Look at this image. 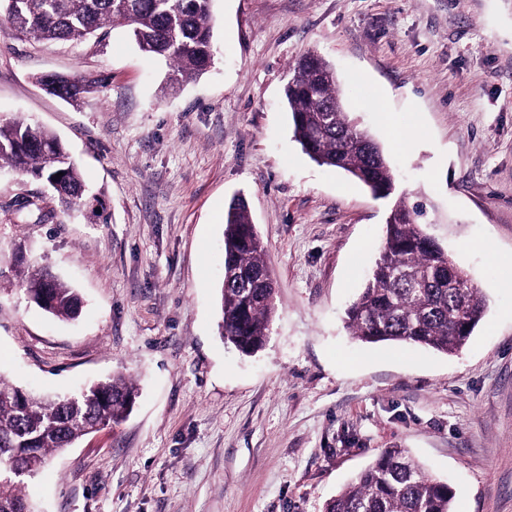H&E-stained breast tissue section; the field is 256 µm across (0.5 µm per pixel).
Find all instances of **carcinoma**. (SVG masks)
<instances>
[{
	"label": "carcinoma",
	"mask_w": 512,
	"mask_h": 512,
	"mask_svg": "<svg viewBox=\"0 0 512 512\" xmlns=\"http://www.w3.org/2000/svg\"><path fill=\"white\" fill-rule=\"evenodd\" d=\"M214 0H0V12L23 37L76 43L123 24L138 49L168 65L180 83L205 73L214 60ZM67 100L101 87L80 74L58 76ZM293 133L305 153L366 185L379 199H394L371 275L347 309V328L363 343L422 346L445 354L462 349L483 318L487 302L477 284L462 285L465 272L423 229L422 208L396 196V176L384 148L342 102L334 68L308 52L291 69L285 87ZM56 181L53 196L65 211L79 209L87 185L60 137L35 122H0V168ZM63 173L60 178L55 174ZM19 284L49 316L75 320L81 299L74 288L33 262L19 269ZM218 333L224 344L250 356L269 337L275 312L273 274L246 205L232 203L224 218V286ZM138 397L122 375L74 394L29 392L0 372V512H37L25 494L49 459L91 434L123 422ZM454 492L429 475L401 448L384 449L323 512H452Z\"/></svg>",
	"instance_id": "carcinoma-1"
}]
</instances>
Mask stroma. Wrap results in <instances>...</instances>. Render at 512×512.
Wrapping results in <instances>:
<instances>
[{
    "label": "stroma",
    "mask_w": 512,
    "mask_h": 512,
    "mask_svg": "<svg viewBox=\"0 0 512 512\" xmlns=\"http://www.w3.org/2000/svg\"><path fill=\"white\" fill-rule=\"evenodd\" d=\"M212 35L213 67L172 89L127 27L71 44L0 20V121L57 132L91 190L37 224L21 205L50 189L0 171V281L22 242L83 300L62 322L0 294V370L51 395L117 373L139 387L125 421L50 459L26 494L41 512H322L402 448L448 481L454 512H512V0H216ZM309 51L486 296L457 354L346 327L389 203L295 141L284 86ZM76 71L101 91L68 103L37 82ZM239 195L277 289L250 356L217 329Z\"/></svg>",
    "instance_id": "35a3bbf8"
}]
</instances>
